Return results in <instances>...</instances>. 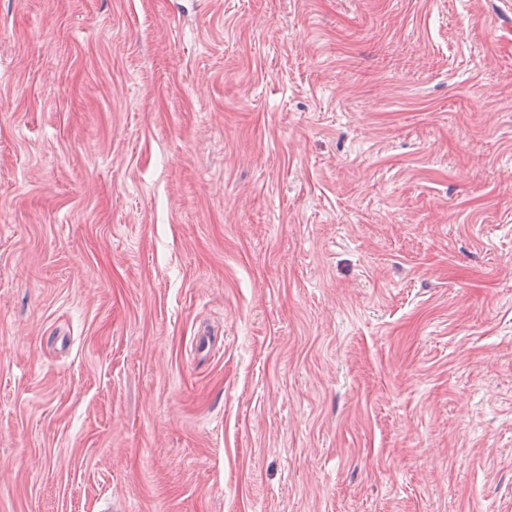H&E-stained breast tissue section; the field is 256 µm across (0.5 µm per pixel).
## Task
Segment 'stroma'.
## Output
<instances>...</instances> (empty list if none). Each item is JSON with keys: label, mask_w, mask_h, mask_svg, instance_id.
I'll list each match as a JSON object with an SVG mask.
<instances>
[{"label": "stroma", "mask_w": 512, "mask_h": 512, "mask_svg": "<svg viewBox=\"0 0 512 512\" xmlns=\"http://www.w3.org/2000/svg\"><path fill=\"white\" fill-rule=\"evenodd\" d=\"M107 505L512 512V0H0V512Z\"/></svg>", "instance_id": "obj_1"}]
</instances>
